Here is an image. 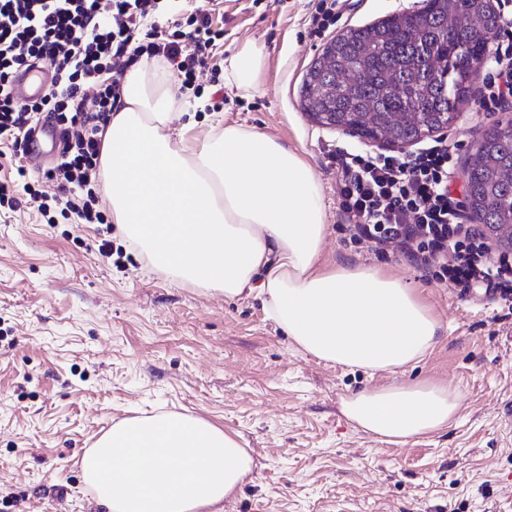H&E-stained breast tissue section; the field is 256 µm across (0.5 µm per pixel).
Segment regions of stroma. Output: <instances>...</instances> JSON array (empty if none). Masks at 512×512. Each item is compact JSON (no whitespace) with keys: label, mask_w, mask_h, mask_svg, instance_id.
Instances as JSON below:
<instances>
[{"label":"stroma","mask_w":512,"mask_h":512,"mask_svg":"<svg viewBox=\"0 0 512 512\" xmlns=\"http://www.w3.org/2000/svg\"><path fill=\"white\" fill-rule=\"evenodd\" d=\"M423 0H346L321 36L310 0H224L213 55L266 47L257 92H225L210 107L209 75L190 97L192 132L214 118L274 136L312 164L327 215L323 259L395 274L418 288L444 328L435 350L396 374L351 370L300 351L257 296L183 287L149 271L115 224L47 222L19 192L0 208V512H103L79 466L85 448L123 419L159 412L202 418L235 437L255 467L221 512H512V307L462 296L393 253L352 242L340 207V153L411 156L447 140L453 189L485 129L512 120L468 99L448 127L403 146L372 143L317 123L301 107L308 68L350 29L422 10ZM112 243L111 257L97 251ZM448 386L460 400L447 430L391 444L363 433L344 398L392 382Z\"/></svg>","instance_id":"35a3bbf8"}]
</instances>
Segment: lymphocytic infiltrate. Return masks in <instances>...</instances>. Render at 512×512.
<instances>
[{"label":"lymphocytic infiltrate","mask_w":512,"mask_h":512,"mask_svg":"<svg viewBox=\"0 0 512 512\" xmlns=\"http://www.w3.org/2000/svg\"><path fill=\"white\" fill-rule=\"evenodd\" d=\"M171 0H0V144L24 154L34 123L47 121L62 134V163L47 171L60 194L43 202L30 196L42 216L51 206L74 214L84 224L106 218L94 202L100 153L99 132L120 97L121 71L112 59L136 61L161 56L181 87L196 89L197 75L212 69V47L220 33L211 11L189 18V30L168 21ZM196 45L181 51L183 39ZM493 69L485 78L480 105L494 111L512 100V30L496 34ZM51 67L54 80L36 101L21 102L11 93L12 75L28 65ZM96 88L94 110L85 108V91ZM455 157L436 141L415 157L344 154L338 169L342 211L355 230L354 242L391 247L398 256L422 266L459 295H488L512 300V258L496 253L470 226L462 224L460 201L450 186Z\"/></svg>","instance_id":"lymphocytic-infiltrate-1"}]
</instances>
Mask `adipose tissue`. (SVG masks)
Instances as JSON below:
<instances>
[{"label":"adipose tissue","instance_id":"obj_1","mask_svg":"<svg viewBox=\"0 0 512 512\" xmlns=\"http://www.w3.org/2000/svg\"><path fill=\"white\" fill-rule=\"evenodd\" d=\"M265 61L264 44L239 45L224 61L225 86L257 91ZM187 110L167 62L143 58L124 74L102 134L112 221L150 270L228 301L257 293L300 350L339 366L396 373L436 348L441 325L416 289L373 267L324 264L322 190L302 152L220 120L197 138ZM342 412L402 443L448 428L460 403L448 387L400 382L350 396ZM253 466L237 439L182 413L123 420L81 459L105 512H218Z\"/></svg>","mask_w":512,"mask_h":512}]
</instances>
